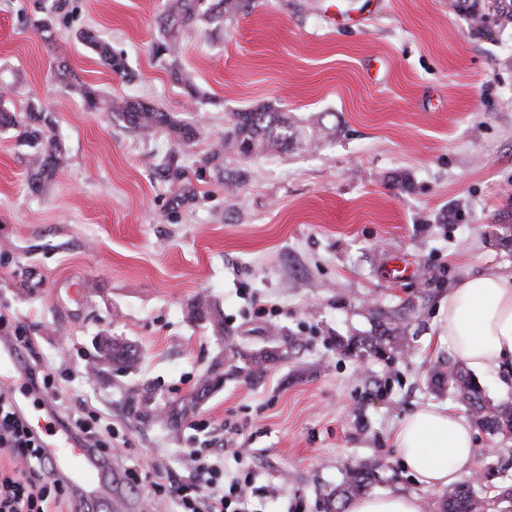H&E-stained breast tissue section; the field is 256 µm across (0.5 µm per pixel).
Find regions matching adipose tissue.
<instances>
[{"instance_id":"1","label":"adipose tissue","mask_w":512,"mask_h":512,"mask_svg":"<svg viewBox=\"0 0 512 512\" xmlns=\"http://www.w3.org/2000/svg\"><path fill=\"white\" fill-rule=\"evenodd\" d=\"M437 340L484 375L512 371V272L466 276L438 309ZM394 445L418 485L441 490L476 468L474 430L447 405L432 403L405 415ZM345 512H424L414 493L389 492L349 501Z\"/></svg>"}]
</instances>
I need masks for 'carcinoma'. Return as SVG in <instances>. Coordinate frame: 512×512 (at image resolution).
<instances>
[{"mask_svg": "<svg viewBox=\"0 0 512 512\" xmlns=\"http://www.w3.org/2000/svg\"><path fill=\"white\" fill-rule=\"evenodd\" d=\"M250 7V0H166L163 14L159 18V27L163 31L165 43L161 49L171 57L168 61L171 72L181 81L187 95L195 99L199 95L196 86L182 76L177 58L176 46L186 27L198 22H214L224 17L236 16ZM67 0H52L43 16L33 21L34 29L43 40L57 43V24L66 14ZM76 38L87 45L99 58L102 65L115 72L126 68L125 60L115 54L110 43L102 40L90 30L76 33ZM85 102L88 109H102L114 119L122 121L126 127L147 136L158 129L167 130L178 143H188L200 134L199 127L176 119L164 112L138 100L123 97H102L98 90L87 84H71ZM8 125L18 132V137L31 152L26 159L27 175L30 187L38 192L51 182L57 172L66 164V158L52 133L51 121L43 116L42 110L32 106L21 114L0 111V126ZM288 117L281 112H271L260 106L243 112L234 113L233 126L225 139L233 142L240 151L286 152L292 143L293 133L289 132ZM188 316L194 321L207 320L219 331H224V319L220 311L199 298L188 308ZM379 332L373 336L355 339L348 343L349 350L356 355L365 352L388 360L407 351L408 343L403 336L399 318L392 312L379 308L373 312ZM96 359L109 364H117L115 370L127 371L135 368L138 355L132 346L124 344L112 347V353L106 355L97 351ZM431 382L440 390L456 398L467 408L473 423L491 437L512 434V403H494L487 398L480 382L458 362L448 364V370L436 368L431 373ZM153 399L150 388L131 392L130 401L135 415L144 422L158 419L156 409L149 406ZM388 469L381 459L352 465L345 470L341 483L326 495L324 512H344L348 500L366 493L377 480L379 473ZM480 480L454 483L443 489L440 497L439 512H490L494 503H507L512 507V483L497 487L493 497L484 495L476 489Z\"/></svg>", "mask_w": 512, "mask_h": 512, "instance_id": "carcinoma-1", "label": "carcinoma"}]
</instances>
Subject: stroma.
<instances>
[{
  "instance_id": "stroma-1",
  "label": "stroma",
  "mask_w": 512,
  "mask_h": 512,
  "mask_svg": "<svg viewBox=\"0 0 512 512\" xmlns=\"http://www.w3.org/2000/svg\"><path fill=\"white\" fill-rule=\"evenodd\" d=\"M166 0H71L57 46L31 19L45 0H0V108L44 106L67 164L42 191L28 148L0 129V336L22 331L63 392V415L100 414L127 439L109 481L125 512H170L129 468L214 440L232 475L252 473L251 512H323L356 460L390 461L376 494L437 507L403 468L393 431L445 403L429 371L448 360L434 330L449 287L512 271V18L477 25L490 0H253L250 12L188 27L177 51L199 90L168 68L157 18ZM89 29L123 54L116 74L76 41ZM103 97L150 103L200 126L191 143L145 137L88 111L56 74ZM259 106L296 132L285 153L223 142L233 115ZM205 298L223 330L193 322ZM405 309L408 352L351 355L370 312ZM136 349L134 370L87 369L98 336ZM271 352L260 377L243 355ZM224 381L178 426L138 420L131 390L170 407L216 360ZM478 472L512 457V436L476 432Z\"/></svg>"
}]
</instances>
